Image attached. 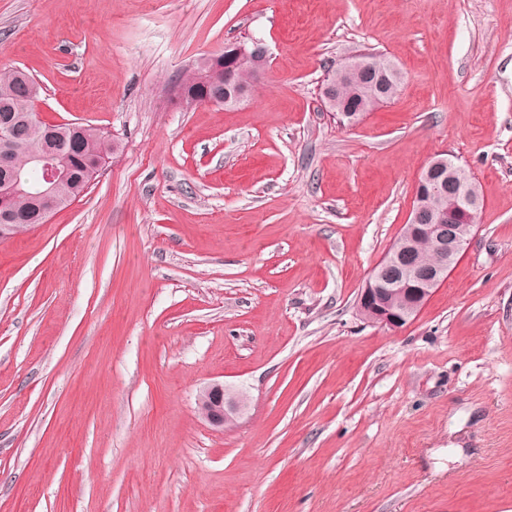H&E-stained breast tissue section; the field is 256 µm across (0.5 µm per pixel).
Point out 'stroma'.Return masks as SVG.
I'll use <instances>...</instances> for the list:
<instances>
[{"label": "stroma", "mask_w": 512, "mask_h": 512, "mask_svg": "<svg viewBox=\"0 0 512 512\" xmlns=\"http://www.w3.org/2000/svg\"><path fill=\"white\" fill-rule=\"evenodd\" d=\"M256 39L251 100L178 78ZM381 55L355 126L326 73ZM44 122L121 142L0 241V512H512V0H0ZM447 154L481 199L397 330L357 295ZM219 382L248 399L226 429ZM207 71L203 69L198 71L196 74L194 71H190L185 77H183L177 84V88L182 90L184 93V99L189 101H196L191 104L199 103L198 101L203 99L207 93L208 83L204 80L202 72ZM247 88H234L232 91L229 87L224 86L223 81H213L209 95L205 102L214 105L235 106L246 101L250 95ZM198 405L202 415L215 427L232 425L245 407L243 397L230 392L222 383H211L200 390Z\"/></svg>", "instance_id": "35a3bbf8"}]
</instances>
